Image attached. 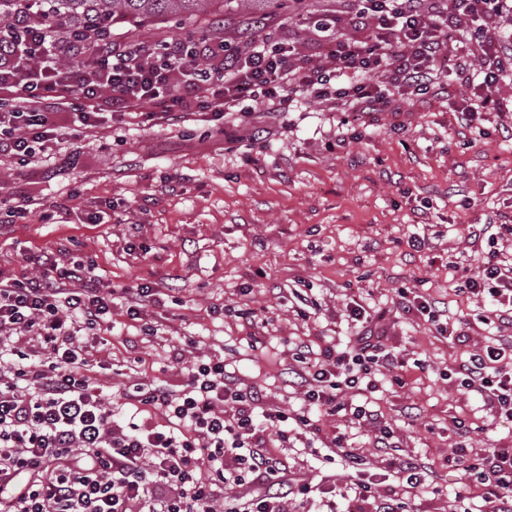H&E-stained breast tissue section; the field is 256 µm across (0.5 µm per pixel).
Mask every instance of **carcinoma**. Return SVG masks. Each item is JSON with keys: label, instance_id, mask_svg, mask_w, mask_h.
<instances>
[{"label": "carcinoma", "instance_id": "carcinoma-1", "mask_svg": "<svg viewBox=\"0 0 512 512\" xmlns=\"http://www.w3.org/2000/svg\"><path fill=\"white\" fill-rule=\"evenodd\" d=\"M234 0H41L39 16L65 18L69 23L92 24L101 36L115 24L138 25L170 14L191 17L197 13L225 10Z\"/></svg>", "mask_w": 512, "mask_h": 512}]
</instances>
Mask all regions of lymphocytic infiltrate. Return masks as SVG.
<instances>
[{
    "label": "lymphocytic infiltrate",
    "mask_w": 512,
    "mask_h": 512,
    "mask_svg": "<svg viewBox=\"0 0 512 512\" xmlns=\"http://www.w3.org/2000/svg\"><path fill=\"white\" fill-rule=\"evenodd\" d=\"M364 35L337 39L331 66L312 62L262 26L245 51L220 42L187 46L180 39L157 50L150 41L101 36L73 25L41 24L31 8L0 26V157L22 163L55 159L61 134L50 117L73 109L79 128L94 129L85 103L172 114L197 99L203 112H242L263 101L286 112L298 100H333L354 113L397 112L398 97L421 95L448 69V50L470 37L474 19L496 21L512 0H355ZM475 70L484 84L512 77V42L482 46ZM180 75L179 94L168 87ZM42 273L0 280V512H288V503L335 493L285 476L277 450L291 430L345 408L348 391L375 388L374 367L402 362L365 328L348 349L297 348L304 409L295 417L260 410L256 391H243L224 362L208 358L186 368L173 390L140 384L132 410L106 405L82 369L85 332L111 329L112 307L124 302L131 319L152 295L149 287L102 289L91 269L37 259ZM463 294H489L498 318L512 317V259L493 253L464 283ZM461 386L485 406L512 415V340L469 354ZM161 412L167 429L144 421ZM462 461L464 491L512 512V449L492 448ZM434 473L409 462L396 489L381 493L372 479L356 486L375 512H412L404 493L425 492Z\"/></svg>",
    "instance_id": "obj_1"
}]
</instances>
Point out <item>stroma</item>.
I'll list each match as a JSON object with an SVG mask.
<instances>
[{"mask_svg": "<svg viewBox=\"0 0 512 512\" xmlns=\"http://www.w3.org/2000/svg\"><path fill=\"white\" fill-rule=\"evenodd\" d=\"M353 8V0H288L267 20L325 64L317 26ZM477 50L457 45L459 65L443 87L400 100L395 114L356 116L332 101L201 120L106 112L74 155L26 166L2 158L0 277L38 273L23 254L51 251L61 264L92 268L103 288L155 289L160 300L145 303L142 322L158 325L157 334L118 304L112 330L84 338V372L115 404L134 384L182 383L186 364L216 356L241 388L261 391L263 408L296 415L297 346L345 343L355 333L347 308L361 305L383 327L386 348L426 366L405 387L387 373L376 391L346 396L392 429L393 453L379 451L374 429L345 411L280 449L289 478L342 488L336 512H372L373 503L350 492L358 475L342 467L334 435L345 434L376 481L392 485L394 458L427 464L454 446L470 457L512 448V420L447 374L489 339L512 336L491 317L488 295L456 293L491 249L472 243L470 226H512V112L483 110L469 125L458 118L483 98L512 96V82L486 88L473 77ZM97 214L101 223H92ZM416 234L426 239L418 251L408 244ZM405 289L444 302L468 345L405 312ZM103 358L111 369L99 368ZM464 414L478 426L468 438L452 424ZM437 483L439 492L413 500L415 512H480L481 500L458 497L455 461Z\"/></svg>", "mask_w": 512, "mask_h": 512, "instance_id": "stroma-1", "label": "stroma"}]
</instances>
